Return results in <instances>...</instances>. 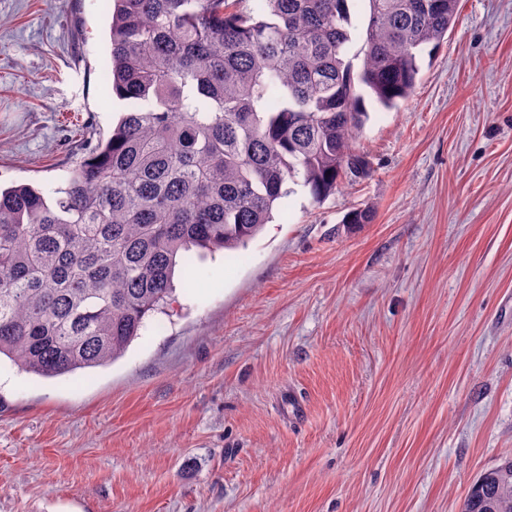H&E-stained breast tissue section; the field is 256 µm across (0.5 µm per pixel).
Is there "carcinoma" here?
Here are the masks:
<instances>
[{
	"label": "carcinoma",
	"instance_id": "obj_1",
	"mask_svg": "<svg viewBox=\"0 0 512 512\" xmlns=\"http://www.w3.org/2000/svg\"><path fill=\"white\" fill-rule=\"evenodd\" d=\"M352 0H106L108 96L128 110L47 196L0 188V359L44 379L115 361L173 300L182 252L235 250L292 180L317 202L370 162L369 95L413 93L458 0H368L353 69ZM463 512H512V458Z\"/></svg>",
	"mask_w": 512,
	"mask_h": 512
}]
</instances>
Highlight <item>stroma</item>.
<instances>
[{
    "label": "stroma",
    "instance_id": "stroma-1",
    "mask_svg": "<svg viewBox=\"0 0 512 512\" xmlns=\"http://www.w3.org/2000/svg\"><path fill=\"white\" fill-rule=\"evenodd\" d=\"M103 0H0V186L50 191L119 121ZM369 176L290 184L178 263L115 362L0 361V512H461L512 458V0H459ZM366 208L370 223L345 215Z\"/></svg>",
    "mask_w": 512,
    "mask_h": 512
}]
</instances>
